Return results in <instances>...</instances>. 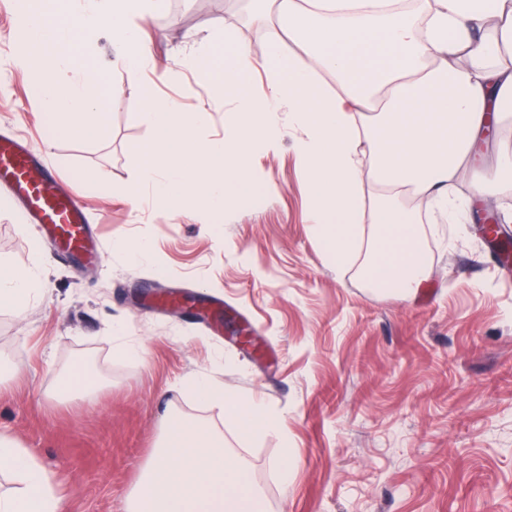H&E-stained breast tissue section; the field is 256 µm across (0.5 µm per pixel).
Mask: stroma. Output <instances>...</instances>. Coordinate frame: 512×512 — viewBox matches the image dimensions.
<instances>
[{
  "mask_svg": "<svg viewBox=\"0 0 512 512\" xmlns=\"http://www.w3.org/2000/svg\"><path fill=\"white\" fill-rule=\"evenodd\" d=\"M232 2L227 10L169 0L145 25L155 69L177 67L209 22L219 37L257 32L251 47L262 53L272 22L246 21L248 0ZM16 4L0 0V134L46 152L59 173L55 190L80 200L104 247L98 265L61 258L52 242H36L17 201L0 191V263L29 265L36 243L51 259L43 297L21 312L0 303V432L62 484L65 512H125L169 408L223 432L225 447L246 459L263 512H512V282L495 273L499 256L473 214L448 224L418 202L430 274L405 300L370 284L366 252L341 270L327 263L308 229L293 136L251 158L272 199L242 202L218 232L205 231L196 208L171 213L147 199L132 207L80 174L135 182L154 137L138 117L146 97L188 111L207 104L211 122L194 131L206 142L231 133L225 98L261 92L263 73L236 87L219 74L197 84L187 70L106 104L98 137L51 140L35 78L10 63ZM120 238L149 242L148 259L131 262ZM173 294L181 312L167 302ZM116 322L145 357H115ZM243 329L251 344L241 343ZM73 371L93 394L46 402ZM200 374L264 400L285 417L287 438L242 439L186 389ZM282 463L294 477L285 496Z\"/></svg>",
  "mask_w": 512,
  "mask_h": 512,
  "instance_id": "1",
  "label": "stroma"
}]
</instances>
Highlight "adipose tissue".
I'll return each instance as SVG.
<instances>
[{
    "instance_id": "obj_1",
    "label": "adipose tissue",
    "mask_w": 512,
    "mask_h": 512,
    "mask_svg": "<svg viewBox=\"0 0 512 512\" xmlns=\"http://www.w3.org/2000/svg\"><path fill=\"white\" fill-rule=\"evenodd\" d=\"M281 37L263 57L225 35L206 37L195 52L220 57L224 80L239 84L263 68L262 96L226 101L235 131L193 142L210 120L201 107L149 98L141 114L156 131L142 152L135 185H106L139 204L149 193L157 207L201 208L209 230L244 198L268 200L271 185L251 166L254 150H277L288 131L309 182L315 221L310 226L330 265L344 268L367 251L365 273L413 297L429 276L420 249L419 216L405 193L429 198L449 223L459 222L461 181L471 196L488 200L512 184V140L504 138L494 162L473 156L489 124L512 126V0H418L415 11L397 0H270ZM336 79L325 88L323 75ZM373 113L364 123V113ZM380 200L365 211L363 188ZM47 259L33 247L29 266L0 272V301L23 308L45 291ZM202 402L223 409L246 438L287 437L281 414L237 396L206 378L190 381ZM164 435L135 485L128 512H261L248 466L224 447L208 424L166 413ZM0 475L14 482L0 492V512H62L64 495L28 449L0 433Z\"/></svg>"
}]
</instances>
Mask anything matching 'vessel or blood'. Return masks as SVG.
<instances>
[{
  "instance_id": "vessel-or-blood-1",
  "label": "vessel or blood",
  "mask_w": 512,
  "mask_h": 512,
  "mask_svg": "<svg viewBox=\"0 0 512 512\" xmlns=\"http://www.w3.org/2000/svg\"><path fill=\"white\" fill-rule=\"evenodd\" d=\"M49 167H36L33 153L12 139H0V188L21 200L23 216L37 238H52L70 256L100 257L101 243L85 222L75 197L55 192Z\"/></svg>"
}]
</instances>
